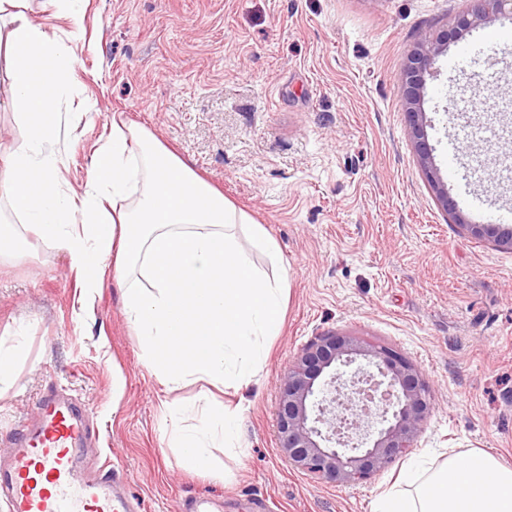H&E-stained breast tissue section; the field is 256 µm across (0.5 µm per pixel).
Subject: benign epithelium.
<instances>
[{
    "label": "benign epithelium",
    "mask_w": 512,
    "mask_h": 512,
    "mask_svg": "<svg viewBox=\"0 0 512 512\" xmlns=\"http://www.w3.org/2000/svg\"><path fill=\"white\" fill-rule=\"evenodd\" d=\"M455 25L424 36L404 67L401 99L408 130L438 200L454 221L464 219L432 164L421 101L432 59L448 41L499 16L512 17V0H476ZM478 238L512 249V230L470 224ZM356 365L351 373L339 367ZM426 381L400 352L352 336L319 337L295 358L282 381L276 407L279 448L288 463L311 478L360 483L384 471L412 447L428 413Z\"/></svg>",
    "instance_id": "7a95c632"
}]
</instances>
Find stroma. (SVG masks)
Returning <instances> with one entry per match:
<instances>
[{
    "mask_svg": "<svg viewBox=\"0 0 512 512\" xmlns=\"http://www.w3.org/2000/svg\"><path fill=\"white\" fill-rule=\"evenodd\" d=\"M474 0H82L74 17L47 0L24 13L71 47L50 150L65 194L81 191L113 113L153 134L278 242L285 277L280 334L258 373L217 392L239 409L229 447L212 450L223 479L189 472L164 435L165 406L207 391L168 390L148 370L106 280L86 295L66 252L17 217L16 251L0 258V348L15 357L0 389V453L38 417L48 384L92 413L103 458L123 467L144 512H183L200 498L221 512H372L411 461L440 466L482 450L512 466V250L474 237L478 211L512 210V41L496 56L427 84L433 162L466 219L454 223L408 135L399 87L426 34ZM11 57L0 54V151L24 130L9 106ZM485 110L467 127L454 111ZM95 105L94 122L83 116ZM357 336L395 349L428 383L431 409L413 443L370 480L332 484L288 464L276 405L289 364L318 336ZM121 375L122 394L113 377Z\"/></svg>",
    "mask_w": 512,
    "mask_h": 512,
    "instance_id": "35a3bbf8",
    "label": "stroma"
}]
</instances>
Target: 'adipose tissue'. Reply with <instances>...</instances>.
I'll return each mask as SVG.
<instances>
[{
    "instance_id": "adipose-tissue-1",
    "label": "adipose tissue",
    "mask_w": 512,
    "mask_h": 512,
    "mask_svg": "<svg viewBox=\"0 0 512 512\" xmlns=\"http://www.w3.org/2000/svg\"><path fill=\"white\" fill-rule=\"evenodd\" d=\"M0 0V28L14 59L12 106L27 131L0 156V198L36 237L67 252L82 288H102L107 273L125 281L139 269L148 287L127 286L124 313L139 338L145 365L162 372L169 389L204 380L232 386L249 380L264 339L278 335L286 288L267 277L239 243L271 263L280 247L156 137L112 116V134L94 155L82 193L58 191V169L45 154L55 137L54 107L70 49ZM190 430L170 422L167 434L184 467L211 468L210 450L237 421L223 403L195 407ZM452 456L433 474H418L408 490L379 495L373 512H512V467L481 452Z\"/></svg>"
}]
</instances>
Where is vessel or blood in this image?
I'll list each match as a JSON object with an SVG mask.
<instances>
[{"mask_svg":"<svg viewBox=\"0 0 512 512\" xmlns=\"http://www.w3.org/2000/svg\"><path fill=\"white\" fill-rule=\"evenodd\" d=\"M95 435L86 409L47 389L37 424L15 434L0 462V499L8 512H141L122 471L88 462Z\"/></svg>","mask_w":512,"mask_h":512,"instance_id":"obj_1","label":"vessel or blood"}]
</instances>
